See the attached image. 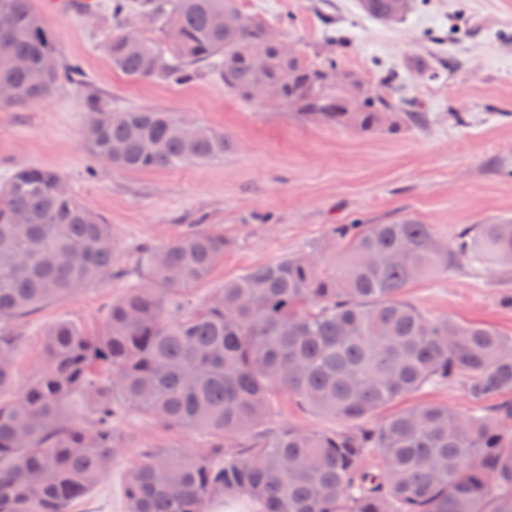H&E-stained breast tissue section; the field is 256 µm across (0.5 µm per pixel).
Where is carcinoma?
<instances>
[{
	"label": "carcinoma",
	"mask_w": 512,
	"mask_h": 512,
	"mask_svg": "<svg viewBox=\"0 0 512 512\" xmlns=\"http://www.w3.org/2000/svg\"><path fill=\"white\" fill-rule=\"evenodd\" d=\"M394 0L361 2L387 19ZM116 21L134 13L161 41L115 33L113 67L132 80L185 84L204 67L224 91L303 120L361 135L423 126L420 102L374 95L350 111L329 81L342 68L341 37L319 61L288 56L269 25L236 0H107ZM0 107L48 97L81 75L31 0H0ZM240 22L224 24V16ZM272 93L254 94L258 83ZM84 137L93 159L129 171L170 170L222 158L232 137L177 112L89 103ZM342 245L333 269L302 253L251 268L203 301L192 287L224 259V234L197 227L140 246L143 278L112 301L98 333L70 322L47 332L37 374L0 399V512H69L119 455L112 421L134 412L210 442L163 448L126 473V512H207L228 491L265 512H512V401L493 418L490 397L512 393V335L493 326L431 318L405 298L415 281L472 264L512 265V219L476 224L453 243L429 224H333ZM119 243L59 172L17 169L0 184V393L17 380L19 337L10 324L112 275ZM460 380L472 410L445 404L382 410L426 386ZM328 415L343 427L269 428L276 399ZM376 452L383 468L367 466Z\"/></svg>",
	"instance_id": "carcinoma-1"
}]
</instances>
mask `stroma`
Segmentation results:
<instances>
[{"label":"stroma","mask_w":512,"mask_h":512,"mask_svg":"<svg viewBox=\"0 0 512 512\" xmlns=\"http://www.w3.org/2000/svg\"><path fill=\"white\" fill-rule=\"evenodd\" d=\"M309 60L329 48L327 26L346 38L345 68L377 83L399 73L402 92L430 116L423 128L363 136L302 121L297 113L231 96L216 77L191 83L134 81L112 66L107 51L116 27L103 11L74 0H32L55 33L65 62L79 64L76 82L50 97L0 108V182L36 165L60 172L78 199L111 224L122 253L116 272L19 320V383L43 357L44 333L70 321L95 333L112 299L138 276L137 249L159 245L204 224L230 246L196 298L250 268L302 252L332 263L339 249L333 224H383L411 217L453 240L464 228L512 218V0H417L398 24L369 17L359 0H237ZM454 60L433 73L432 54ZM107 110L160 108L230 134L235 147L218 160L165 171L134 172L95 162L84 140L88 100ZM408 300L433 318L486 323L512 334V266L455 262L416 282ZM124 450L101 484L71 512H125L127 470L158 448L189 451L203 435L169 431L136 414L120 425Z\"/></svg>","instance_id":"stroma-1"}]
</instances>
